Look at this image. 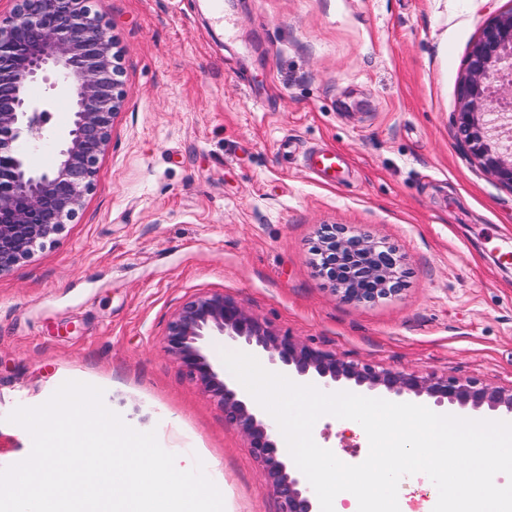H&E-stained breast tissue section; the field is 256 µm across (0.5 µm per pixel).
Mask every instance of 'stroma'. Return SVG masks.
Here are the masks:
<instances>
[{
  "mask_svg": "<svg viewBox=\"0 0 512 512\" xmlns=\"http://www.w3.org/2000/svg\"><path fill=\"white\" fill-rule=\"evenodd\" d=\"M89 6L124 100L76 216L0 277V469L32 448L7 415L75 380L201 461L226 512H279L246 437L165 349L204 293L349 360L512 383V189L451 128L468 55L512 0H224L230 34L203 0ZM313 146L349 156L343 181L306 170ZM327 224L399 248L402 291L340 301L314 267ZM315 434L344 463L368 455L336 417Z\"/></svg>",
  "mask_w": 512,
  "mask_h": 512,
  "instance_id": "1",
  "label": "stroma"
}]
</instances>
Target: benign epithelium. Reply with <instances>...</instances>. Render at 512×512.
<instances>
[{"mask_svg":"<svg viewBox=\"0 0 512 512\" xmlns=\"http://www.w3.org/2000/svg\"><path fill=\"white\" fill-rule=\"evenodd\" d=\"M10 2L11 9L0 10L1 276L57 235L80 208L124 97L112 38L88 0ZM47 72L55 74L51 89L71 114L60 133L46 128L47 112L30 94ZM452 129L467 155L512 188V12L491 17L474 43ZM45 147L56 156L48 172L30 163V155ZM314 266L343 302H372L402 290V256L361 231L325 228ZM210 336L261 353L275 370L297 381L315 380L327 393L346 383L394 401H425L462 418H512V385L346 360L271 330L222 293L196 296L169 322L166 349L217 399L225 421L247 438L279 498L280 512H318L316 496L282 453L279 428L204 355Z\"/></svg>","mask_w":512,"mask_h":512,"instance_id":"7a95c632","label":"benign epithelium"}]
</instances>
